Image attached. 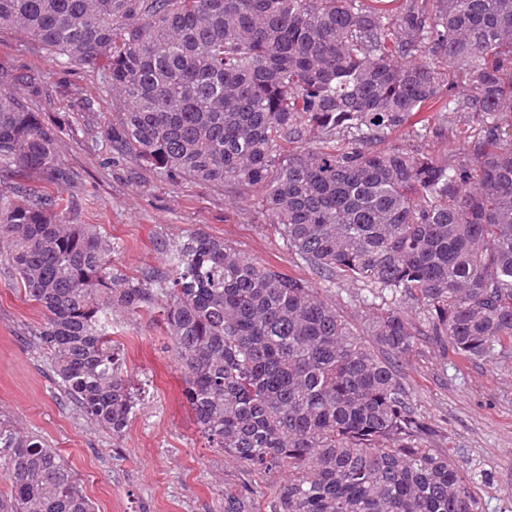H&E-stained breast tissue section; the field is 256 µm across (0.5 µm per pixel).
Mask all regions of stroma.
<instances>
[{
	"mask_svg": "<svg viewBox=\"0 0 512 512\" xmlns=\"http://www.w3.org/2000/svg\"><path fill=\"white\" fill-rule=\"evenodd\" d=\"M0 63L43 73L47 96L39 103L46 123L65 121L62 162L82 180L77 220L118 242L114 272L135 276L162 268L160 236L175 238L203 229L280 271L309 280L353 324L365 317L361 286L332 285L292 257L259 214L262 191L158 179L134 159L111 160L89 141L106 118L123 111L119 98L102 96L82 70L59 69L36 44L0 30ZM95 101L85 111L83 99ZM44 312L27 301L14 271L0 264V409L39 435L75 469L95 512H224L226 487L260 491L262 512L284 476L256 475L229 462L197 431L185 396L184 374L160 313L112 320V338L124 354L139 409L118 437L97 427L68 399L49 356L34 344ZM403 382L424 416L441 426L440 449H454L476 474L484 512H512V360L470 363L441 357L421 339L400 363Z\"/></svg>",
	"mask_w": 512,
	"mask_h": 512,
	"instance_id": "stroma-1",
	"label": "stroma"
}]
</instances>
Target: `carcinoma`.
Masks as SVG:
<instances>
[{"label":"carcinoma","mask_w":512,"mask_h":512,"mask_svg":"<svg viewBox=\"0 0 512 512\" xmlns=\"http://www.w3.org/2000/svg\"><path fill=\"white\" fill-rule=\"evenodd\" d=\"M2 28L123 98L111 152L173 183L261 188L297 260L368 292L362 334L306 279L200 229L162 240L166 270L112 273L114 242L68 217L65 128L30 107L44 77L0 65V261L86 416L125 431L139 398L112 316L157 309L202 435L288 473L271 512H482L398 362L420 336L512 358V0H0ZM450 112L485 120L462 157L424 153ZM0 465V512H94L65 457L2 412ZM224 512H260L254 491H224Z\"/></svg>","instance_id":"carcinoma-1"}]
</instances>
